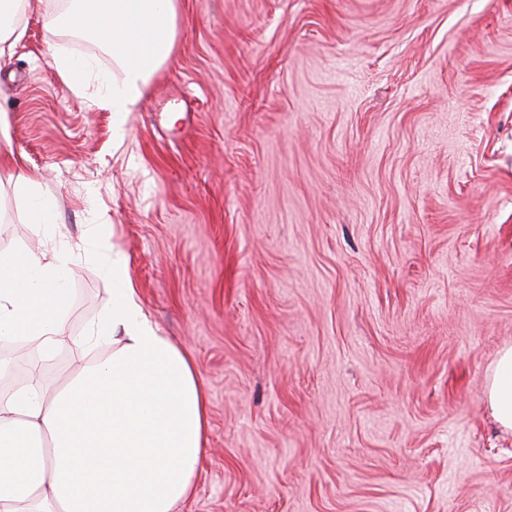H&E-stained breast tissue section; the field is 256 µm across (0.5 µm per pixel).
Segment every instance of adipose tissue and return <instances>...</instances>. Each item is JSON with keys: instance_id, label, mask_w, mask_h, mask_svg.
Segmentation results:
<instances>
[{"instance_id": "adipose-tissue-1", "label": "adipose tissue", "mask_w": 512, "mask_h": 512, "mask_svg": "<svg viewBox=\"0 0 512 512\" xmlns=\"http://www.w3.org/2000/svg\"><path fill=\"white\" fill-rule=\"evenodd\" d=\"M31 0H0V56L21 41ZM50 28L77 31L112 56V78L92 105L112 114L125 137L156 72L170 59L178 0H59ZM31 223L54 224L47 190L25 176ZM84 248L111 283L102 327L83 345L99 351L58 387L30 376L0 399V512H177L195 493L207 429L206 397L192 359L154 325L138 301L119 248ZM68 259L64 253L0 252V343L22 337L44 356L67 343ZM486 399L499 426L512 431V345L492 365Z\"/></svg>"}]
</instances>
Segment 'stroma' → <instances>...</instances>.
<instances>
[{"label": "stroma", "instance_id": "35a3bbf8", "mask_svg": "<svg viewBox=\"0 0 512 512\" xmlns=\"http://www.w3.org/2000/svg\"><path fill=\"white\" fill-rule=\"evenodd\" d=\"M0 58V251L69 254L66 335L111 285L194 363L209 430L180 512H512V432L485 389L512 345V0H179L126 121L51 54L112 57L43 12ZM25 172L60 221L31 223ZM0 346L20 375L82 366Z\"/></svg>", "mask_w": 512, "mask_h": 512}]
</instances>
